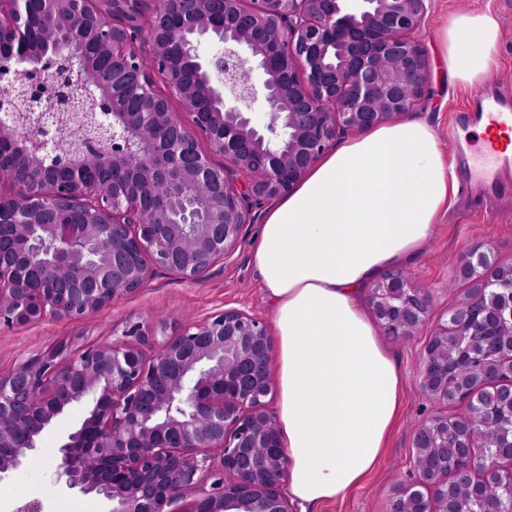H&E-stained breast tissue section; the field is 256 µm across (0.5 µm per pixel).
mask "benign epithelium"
Instances as JSON below:
<instances>
[{
	"mask_svg": "<svg viewBox=\"0 0 512 512\" xmlns=\"http://www.w3.org/2000/svg\"><path fill=\"white\" fill-rule=\"evenodd\" d=\"M36 2L58 27L82 26L112 54L102 77L92 60L47 67L31 49L24 13ZM432 0H153L138 29L91 18L84 0H0V42L13 47L0 81V147L30 170L66 176L34 192L0 175V326L81 319L136 293L158 269L196 280L238 247L261 204L288 195L345 136L401 120L426 95L429 67L417 33ZM183 28L173 29L170 14ZM218 31L222 52L204 58L203 36ZM188 55L206 78L187 82ZM163 84L166 92L157 89ZM194 113L188 126L169 108ZM261 106L262 126L251 113ZM224 157L214 166L201 147ZM123 169L124 184H89L90 170ZM79 203L78 224L54 214ZM469 285L438 321L419 358L422 394L469 403L496 374L494 406L512 413V343L493 361L474 353L448 386V340L486 336V309L512 324V262L468 249L455 268ZM386 334L414 336L433 315L432 296L401 270L365 290ZM162 341L154 340L157 335ZM117 342L61 345L0 376V480L37 451L34 426L91 400L55 461L63 491L93 494L106 512H295L282 487L288 460L275 412L266 322L230 308L198 323L152 329L125 322ZM458 435L453 455L435 435ZM479 434L465 415L424 420L413 447L417 479L397 484L387 512H455L452 486L478 497L512 495V440L474 465Z\"/></svg>",
	"mask_w": 512,
	"mask_h": 512,
	"instance_id": "7a95c632",
	"label": "benign epithelium"
}]
</instances>
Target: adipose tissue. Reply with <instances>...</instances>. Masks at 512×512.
Masks as SVG:
<instances>
[{
	"label": "adipose tissue",
	"instance_id": "adipose-tissue-1",
	"mask_svg": "<svg viewBox=\"0 0 512 512\" xmlns=\"http://www.w3.org/2000/svg\"><path fill=\"white\" fill-rule=\"evenodd\" d=\"M500 41L493 11L453 15L443 54L451 82L482 87ZM455 190L434 129L406 120L329 150L266 212L251 259L274 310L286 488L301 512L357 486L388 446L404 377L363 293L420 256Z\"/></svg>",
	"mask_w": 512,
	"mask_h": 512
}]
</instances>
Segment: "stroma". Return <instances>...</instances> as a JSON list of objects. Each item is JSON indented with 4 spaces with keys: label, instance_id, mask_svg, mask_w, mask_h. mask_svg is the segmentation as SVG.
Wrapping results in <instances>:
<instances>
[{
    "label": "stroma",
    "instance_id": "1",
    "mask_svg": "<svg viewBox=\"0 0 512 512\" xmlns=\"http://www.w3.org/2000/svg\"><path fill=\"white\" fill-rule=\"evenodd\" d=\"M475 8H488L498 15L501 44L487 84L469 89L448 79L441 64L442 33L451 14ZM418 38L429 57L428 95L411 116L435 128L446 161L455 166L457 190L437 221L429 248L404 272L427 287L433 299V316L440 319L455 306L465 289L464 283L454 278L461 252L485 243L499 259L512 260V167L504 171L498 186L492 189L477 181L462 161L463 154L479 148L472 128L480 118L483 96H496L512 107V0H433ZM258 230V224L245 225L237 251L199 280H185L159 270L137 293L90 317L0 328V374L63 341L71 342L76 349L87 343L112 342L119 339L129 320L147 324L152 317L165 316L179 326L235 308L272 321L273 308L250 256L251 242ZM429 336L430 331L425 328L406 340L390 341L403 368L405 383L400 416L389 445L361 485L319 506L316 512H386L394 485L415 478L412 440L416 426L433 416L465 413V405L445 406L427 399L420 390L417 365ZM89 407L86 401L69 406L41 434L38 462L22 465L0 481V512H12L22 499H42L47 512L78 502V494L58 488L55 459L63 439L82 422Z\"/></svg>",
    "mask_w": 512,
    "mask_h": 512
}]
</instances>
